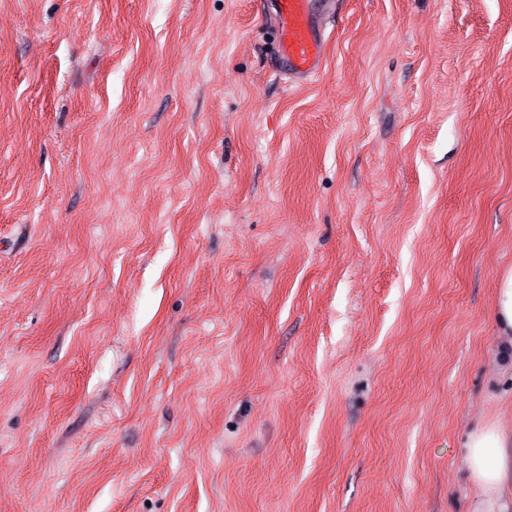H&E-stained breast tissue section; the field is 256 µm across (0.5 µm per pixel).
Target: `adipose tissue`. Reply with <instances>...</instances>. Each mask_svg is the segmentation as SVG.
<instances>
[{
    "instance_id": "adipose-tissue-1",
    "label": "adipose tissue",
    "mask_w": 512,
    "mask_h": 512,
    "mask_svg": "<svg viewBox=\"0 0 512 512\" xmlns=\"http://www.w3.org/2000/svg\"><path fill=\"white\" fill-rule=\"evenodd\" d=\"M472 485L468 512H512V423L478 422L463 440Z\"/></svg>"
}]
</instances>
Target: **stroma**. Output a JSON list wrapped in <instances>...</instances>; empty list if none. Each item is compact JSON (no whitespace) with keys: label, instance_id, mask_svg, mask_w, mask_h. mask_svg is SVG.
Here are the masks:
<instances>
[{"label":"stroma","instance_id":"stroma-1","mask_svg":"<svg viewBox=\"0 0 512 512\" xmlns=\"http://www.w3.org/2000/svg\"><path fill=\"white\" fill-rule=\"evenodd\" d=\"M0 0V512H463L512 412V0ZM320 6V26L315 30L314 5ZM334 0H277L274 73L288 83H307L323 71L324 15L334 12ZM494 319L497 326V338L512 348V271L507 273L496 288Z\"/></svg>","mask_w":512,"mask_h":512}]
</instances>
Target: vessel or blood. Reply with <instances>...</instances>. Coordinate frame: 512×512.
Listing matches in <instances>:
<instances>
[{
	"instance_id": "1",
	"label": "vessel or blood",
	"mask_w": 512,
	"mask_h": 512,
	"mask_svg": "<svg viewBox=\"0 0 512 512\" xmlns=\"http://www.w3.org/2000/svg\"><path fill=\"white\" fill-rule=\"evenodd\" d=\"M335 0H277L275 73L289 83H307L323 71L325 32L316 29L315 14L335 10Z\"/></svg>"
}]
</instances>
